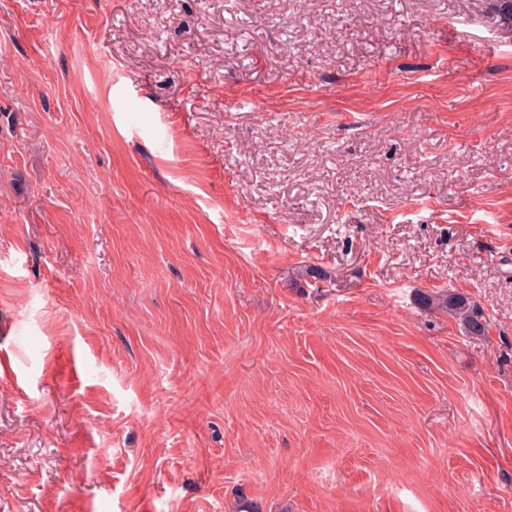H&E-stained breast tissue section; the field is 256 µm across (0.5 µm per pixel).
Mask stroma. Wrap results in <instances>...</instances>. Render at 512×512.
I'll list each match as a JSON object with an SVG mask.
<instances>
[{
    "label": "stroma",
    "mask_w": 512,
    "mask_h": 512,
    "mask_svg": "<svg viewBox=\"0 0 512 512\" xmlns=\"http://www.w3.org/2000/svg\"><path fill=\"white\" fill-rule=\"evenodd\" d=\"M2 349L0 512H512V31L0 0ZM425 303L430 308L454 318L466 336H484L487 332L488 321L484 312L463 293L446 291L442 294L428 295Z\"/></svg>",
    "instance_id": "obj_1"
}]
</instances>
